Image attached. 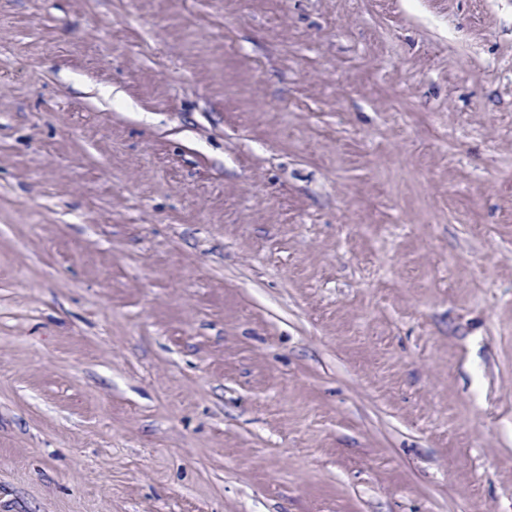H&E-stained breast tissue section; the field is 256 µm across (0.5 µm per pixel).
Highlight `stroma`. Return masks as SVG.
Here are the masks:
<instances>
[{"label": "stroma", "instance_id": "35a3bbf8", "mask_svg": "<svg viewBox=\"0 0 512 512\" xmlns=\"http://www.w3.org/2000/svg\"><path fill=\"white\" fill-rule=\"evenodd\" d=\"M0 512H512V0H0Z\"/></svg>", "mask_w": 512, "mask_h": 512}]
</instances>
